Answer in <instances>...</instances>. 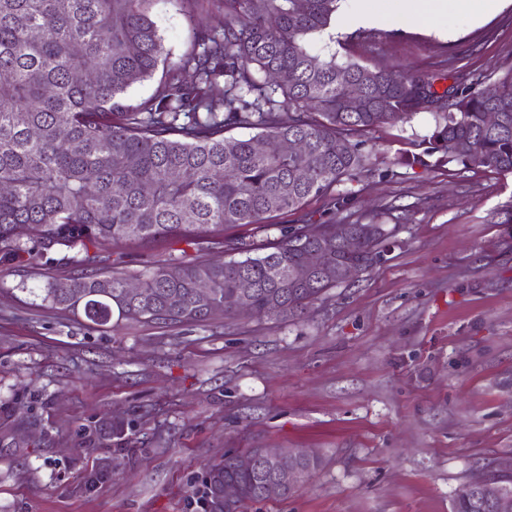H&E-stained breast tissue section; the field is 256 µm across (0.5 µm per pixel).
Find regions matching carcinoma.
I'll use <instances>...</instances> for the list:
<instances>
[{"label":"carcinoma","mask_w":512,"mask_h":512,"mask_svg":"<svg viewBox=\"0 0 512 512\" xmlns=\"http://www.w3.org/2000/svg\"><path fill=\"white\" fill-rule=\"evenodd\" d=\"M204 1L224 15L222 33L195 26L193 50L172 62L152 18L155 0H0V263L20 267L35 250H89L146 243L163 236L216 234L249 224L260 241L224 245L222 263L176 258L135 277L118 270L23 280L29 304L83 319L93 328L132 321L161 328L202 326L240 313L224 306L241 277L253 279L250 308L288 318L370 269L384 230L351 248L327 239L332 225L299 224L269 238V220L371 170L361 137L405 124L420 112L438 116L426 154L512 173V68L494 82L438 91L429 70L372 69L329 47L307 48L328 32L339 0ZM94 79L87 78L88 72ZM191 71L195 81L183 80ZM159 77L156 94L135 102L128 90ZM361 86L363 109L345 108L346 87ZM499 113L490 128L486 113ZM239 129L255 134L234 135ZM297 141L291 153L262 152L264 138ZM28 231L21 242L15 227ZM324 242L330 266L306 281L291 273L304 247ZM137 280L143 297L131 296ZM209 295L197 294L199 285ZM180 306L169 316L170 297ZM236 453L207 474L203 495L237 482L249 503L256 472L238 469ZM453 512H491L467 484Z\"/></svg>","instance_id":"cac0c4a2"}]
</instances>
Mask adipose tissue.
I'll use <instances>...</instances> for the list:
<instances>
[{
    "instance_id": "ef3b65f1",
    "label": "adipose tissue",
    "mask_w": 512,
    "mask_h": 512,
    "mask_svg": "<svg viewBox=\"0 0 512 512\" xmlns=\"http://www.w3.org/2000/svg\"><path fill=\"white\" fill-rule=\"evenodd\" d=\"M501 0H364L360 12L344 16L336 34L392 23L404 25L431 22L443 15L486 16L497 11Z\"/></svg>"
}]
</instances>
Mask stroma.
<instances>
[{
  "mask_svg": "<svg viewBox=\"0 0 512 512\" xmlns=\"http://www.w3.org/2000/svg\"><path fill=\"white\" fill-rule=\"evenodd\" d=\"M154 18L175 60L188 24L221 26L199 2L184 13L159 0ZM336 51L467 83L512 68V0L478 22L362 28ZM434 127L422 112L376 128L373 171L338 187L345 208L312 197L276 216L386 231L380 263L295 317L93 329L16 289L84 264L57 250L51 264L0 267V512H196L209 465L247 448H303L322 464L246 512H452L460 487L512 457V224L493 220L512 173L409 163ZM180 256L220 262L224 247L119 243L97 266L136 274Z\"/></svg>",
  "mask_w": 512,
  "mask_h": 512,
  "instance_id": "1",
  "label": "stroma"
}]
</instances>
